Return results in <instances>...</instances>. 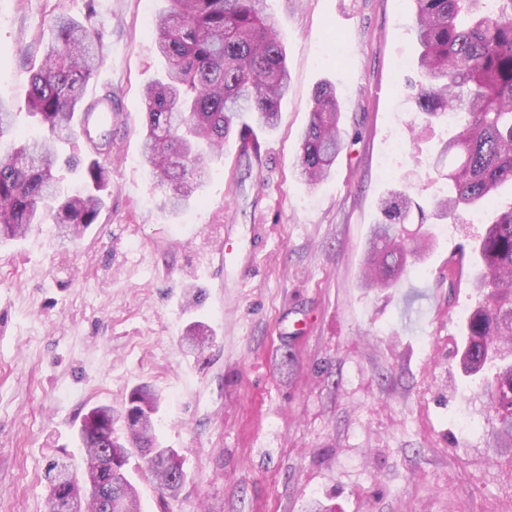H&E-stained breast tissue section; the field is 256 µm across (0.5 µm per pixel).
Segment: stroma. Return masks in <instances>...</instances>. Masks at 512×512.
Returning a JSON list of instances; mask_svg holds the SVG:
<instances>
[{
    "label": "stroma",
    "mask_w": 512,
    "mask_h": 512,
    "mask_svg": "<svg viewBox=\"0 0 512 512\" xmlns=\"http://www.w3.org/2000/svg\"><path fill=\"white\" fill-rule=\"evenodd\" d=\"M170 7L95 0L105 49L85 97L111 90L113 132L98 223L64 240L48 220L0 246V512H47L46 470L81 464L84 414L122 412L144 383L187 483L162 501L130 462L143 512H512V456L488 448L487 398L455 356L475 292L448 285L449 255L484 226L430 212L448 189V127H417L412 0H264L289 70L279 124L258 127L257 159L226 139L176 214L142 158L143 92L162 67L154 19ZM60 12L84 20L86 0H0V97L28 132V79ZM323 82L361 136L311 186L295 164ZM394 189L415 204L402 235L432 244L395 286L371 288L364 252ZM199 324L211 341L194 352L183 338Z\"/></svg>",
    "instance_id": "1"
}]
</instances>
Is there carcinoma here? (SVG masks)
<instances>
[{
	"label": "carcinoma",
	"instance_id": "cac0c4a2",
	"mask_svg": "<svg viewBox=\"0 0 512 512\" xmlns=\"http://www.w3.org/2000/svg\"><path fill=\"white\" fill-rule=\"evenodd\" d=\"M411 30L420 47L422 82L413 96L420 126L448 113L463 115L448 138V195L434 203L438 218L459 211H496L494 220L469 244L471 287L477 300L463 319L460 365L470 384L488 396L495 425L489 445L512 452V202L496 192L512 183V0H413ZM156 21V50L164 61L161 79L149 85L144 105V160L173 211L210 175L209 163L241 114H257L272 129L288 93L286 52L263 14V0H171ZM94 0L79 22L66 13L52 21L53 38L33 71L29 115L41 133L18 134L15 113L0 97V240L33 230L47 213L68 237L97 222L109 189L112 126L92 121L87 86L101 62L103 42L92 24ZM349 132L342 125L336 89L319 85L301 137L300 176L311 185L326 180ZM84 142L92 159L83 168V190L69 195L55 174L62 143ZM382 220L373 225L364 274L373 286L392 287L404 270L407 249L397 225L411 211L409 196L392 191L380 200ZM159 397L143 385L129 395L126 412L158 411ZM152 482L162 493L180 489L187 474L183 457L163 448L150 419L126 428ZM86 465L100 472L92 512H115L116 502L140 512L137 487L127 476L131 454L109 464L115 447L112 407L90 410L79 429ZM49 512H80L72 464L56 461L47 471Z\"/></svg>",
	"mask_w": 512,
	"mask_h": 512
}]
</instances>
